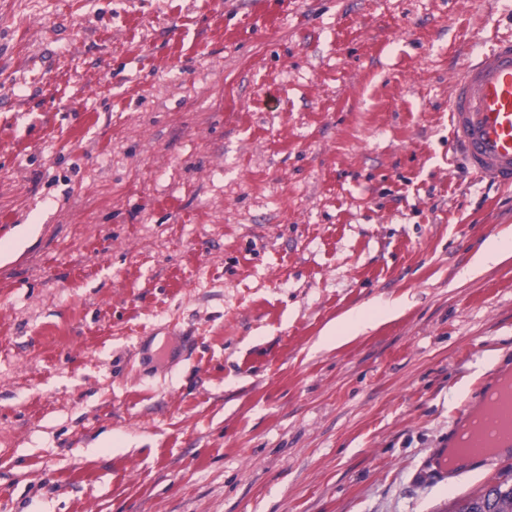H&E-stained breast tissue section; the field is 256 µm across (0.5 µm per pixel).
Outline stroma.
<instances>
[{
	"label": "stroma",
	"instance_id": "1",
	"mask_svg": "<svg viewBox=\"0 0 512 512\" xmlns=\"http://www.w3.org/2000/svg\"><path fill=\"white\" fill-rule=\"evenodd\" d=\"M512 0H0V512H457L512 188L448 143ZM390 319L321 344L370 303ZM173 365L142 360L172 335ZM511 255V244L509 245L508 236H497L489 238L476 255L473 265L467 273H474L490 264H496Z\"/></svg>",
	"mask_w": 512,
	"mask_h": 512
}]
</instances>
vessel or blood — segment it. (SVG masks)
<instances>
[{
    "label": "vessel or blood",
    "mask_w": 512,
    "mask_h": 512,
    "mask_svg": "<svg viewBox=\"0 0 512 512\" xmlns=\"http://www.w3.org/2000/svg\"><path fill=\"white\" fill-rule=\"evenodd\" d=\"M451 143L482 178L512 186V39L458 71L448 94ZM484 420L512 429V399L483 400Z\"/></svg>",
    "instance_id": "vessel-or-blood-1"
}]
</instances>
